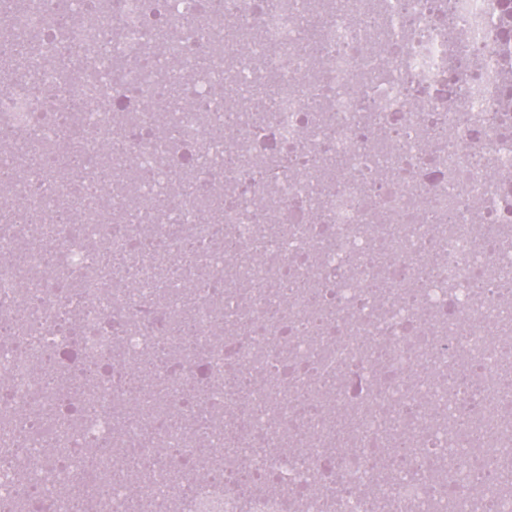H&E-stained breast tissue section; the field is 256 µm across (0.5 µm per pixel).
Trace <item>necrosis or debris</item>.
Returning <instances> with one entry per match:
<instances>
[{"instance_id":"obj_1","label":"necrosis or debris","mask_w":512,"mask_h":512,"mask_svg":"<svg viewBox=\"0 0 512 512\" xmlns=\"http://www.w3.org/2000/svg\"><path fill=\"white\" fill-rule=\"evenodd\" d=\"M56 2L0 0L1 54L39 38L28 80L0 90V134L66 138L82 162L75 179L50 158L0 178V212L18 198L36 220L0 226V512L18 497L71 512L59 492L74 479L96 512H127L113 475L128 456L143 512H372L380 489L388 512H512L496 454L512 441V324L487 318L512 306V46L494 37L496 0H410L381 48L394 0H224L220 14L96 0L94 26L81 0L57 21ZM159 3L161 54L145 25ZM227 24L260 29L253 54L191 65ZM172 55L196 100L176 143L145 76ZM272 75L261 124L238 111L218 127L221 87ZM439 75L474 110L436 96ZM147 167L183 182H147ZM203 184L221 221L200 212ZM188 247L199 288L180 300L170 264ZM175 312L190 335L170 332ZM240 463L258 480L226 482Z\"/></svg>"}]
</instances>
